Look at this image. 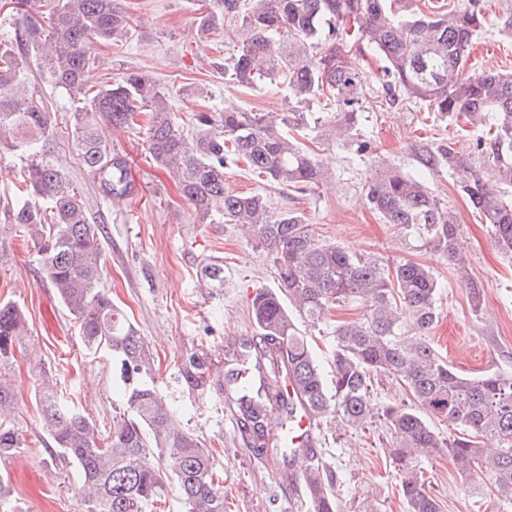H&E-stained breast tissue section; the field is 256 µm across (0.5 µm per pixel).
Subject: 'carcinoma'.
Here are the masks:
<instances>
[{
    "label": "carcinoma",
    "mask_w": 512,
    "mask_h": 512,
    "mask_svg": "<svg viewBox=\"0 0 512 512\" xmlns=\"http://www.w3.org/2000/svg\"><path fill=\"white\" fill-rule=\"evenodd\" d=\"M416 0H224V13L198 17V31L224 30L236 44L224 57V76L246 87L285 85L294 112L195 114L188 139L168 100L149 74L129 71L93 89L85 76L94 65L91 42L124 39L134 30L120 0H18L14 26L0 34V155L26 160L23 186L12 200L11 219L34 228L35 247L51 286L76 320L87 350H105L119 370L123 413L103 432L96 421L57 391L53 377L38 373L35 396L57 455L80 475L87 512H148L178 488L185 512H226L217 463L199 437L184 430L155 385V362L144 337L105 291L102 248L89 222L82 190L47 159L55 135L52 103L31 86L30 58L46 66L55 88L81 103L74 112L73 140L84 169L115 199L129 193L127 160L101 138L102 126L139 125L153 160L173 178L199 223L219 216L238 224L259 244L277 273L274 288L257 291L249 308L256 337L225 350L226 366L250 363L254 380L224 375L228 406L235 409L253 453L278 467L305 449L294 446L288 422L304 408L317 420L336 413L347 426L366 429L384 420L388 446L401 472L408 512H441L428 488L417 453L447 456L468 478L479 471L490 483L487 512L512 501V374L459 373L428 340L438 319L439 285L430 267L406 257L353 253L315 237L304 215L273 211L260 193L224 184V168L244 162L270 183L298 193L328 178L293 132L333 137L365 153L361 134L363 88L371 76L360 63L369 48L391 101L424 102L443 121L480 128L473 150L456 144L416 145L415 174L378 168L361 193L384 224L406 241L423 239L448 259L468 291L470 309H484V289L460 249L461 225L426 185L449 171L490 239L512 257V74L464 73L473 37L486 23V0H464L448 12H426ZM325 100L327 112H314ZM494 172L482 176L474 154ZM202 288L224 287V263L200 268ZM353 304L360 317L336 325L331 378H326L307 331L338 307ZM28 332L23 309L0 301V368L12 363ZM392 377L409 402L377 407L373 380ZM189 388L212 384L207 363L191 357ZM10 380L0 373V453L23 448L7 412ZM458 435L444 436L433 422ZM281 428L277 438L267 433ZM308 512H336L335 478L318 459L299 475Z\"/></svg>",
    "instance_id": "cac0c4a2"
}]
</instances>
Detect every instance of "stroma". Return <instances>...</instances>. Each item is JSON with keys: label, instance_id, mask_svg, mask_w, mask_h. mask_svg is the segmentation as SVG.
Masks as SVG:
<instances>
[{"label": "stroma", "instance_id": "1", "mask_svg": "<svg viewBox=\"0 0 512 512\" xmlns=\"http://www.w3.org/2000/svg\"><path fill=\"white\" fill-rule=\"evenodd\" d=\"M123 5L137 27L123 41L95 44L89 85L110 83L130 70L148 72L167 92L177 120L186 124L193 113L220 111L228 101L245 112L294 111L284 86L246 88L225 80L224 55L232 42L220 31L201 35L196 23L201 13L221 11L222 0H123ZM499 12L497 0H489L487 23L473 41L466 70L512 71V36L499 31L494 20ZM28 77L54 103L57 129L50 159L82 189L91 222L103 230L104 284L152 349L163 399L222 470L227 512H293L287 483L243 444L219 386L197 392L184 379V367L194 355H206L212 375L223 374L225 345L253 336L248 302L257 289L276 283L265 252L237 225L197 222L167 172L149 157L143 129L106 130L113 152L128 159L135 184L129 200L107 197L76 156L69 97L53 87L46 68L32 67ZM363 106V131L373 143L372 153L361 157L324 140L313 147L334 175L328 187L295 193L270 185L243 163L225 168L226 186L263 192L274 210L303 212L318 239L357 253L427 264L440 288L431 344L461 374L512 373V258L492 246L457 176L442 173L429 186L456 213L471 274L485 287V308L478 316L447 262L429 246L407 247L396 227L381 223L360 194L378 166L417 172L415 144L451 140L466 149L477 132L435 121L424 104L386 100L374 79L367 84ZM21 168L19 157L0 156V301L18 303L28 322L18 361L8 370L15 393L11 420L25 447L0 454V475L8 480L13 512H86L76 468L49 452L52 440L35 403L33 374L42 369L52 375L59 392L104 430L122 412L121 385L111 357L82 345L42 271L31 228L11 221L9 201L22 180ZM217 259L224 263L223 289L199 287L201 266ZM388 438L380 420L365 431L334 416L321 423L318 448L337 479V512H408L387 453ZM418 464L443 512H478L479 495L449 458L422 456Z\"/></svg>", "mask_w": 512, "mask_h": 512}]
</instances>
